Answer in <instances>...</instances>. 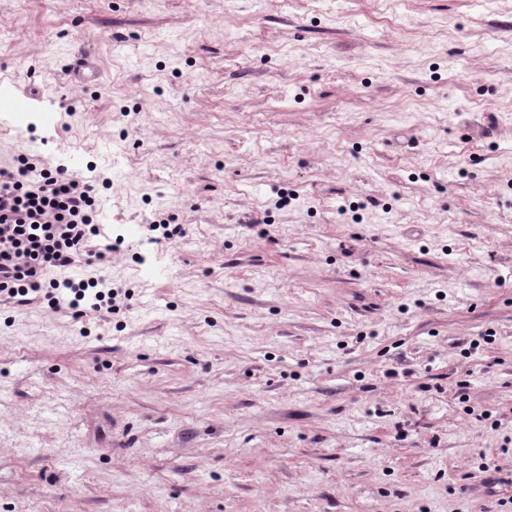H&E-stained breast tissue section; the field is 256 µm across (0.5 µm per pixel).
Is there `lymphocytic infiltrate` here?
Here are the masks:
<instances>
[{
  "label": "lymphocytic infiltrate",
  "mask_w": 512,
  "mask_h": 512,
  "mask_svg": "<svg viewBox=\"0 0 512 512\" xmlns=\"http://www.w3.org/2000/svg\"><path fill=\"white\" fill-rule=\"evenodd\" d=\"M102 234L90 184L19 155L0 169V300L25 305L42 292L55 309L77 308L86 289L69 272L105 258L92 244Z\"/></svg>",
  "instance_id": "obj_1"
}]
</instances>
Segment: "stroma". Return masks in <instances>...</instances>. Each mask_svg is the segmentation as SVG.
I'll return each mask as SVG.
<instances>
[{
	"instance_id": "stroma-1",
	"label": "stroma",
	"mask_w": 512,
	"mask_h": 512,
	"mask_svg": "<svg viewBox=\"0 0 512 512\" xmlns=\"http://www.w3.org/2000/svg\"><path fill=\"white\" fill-rule=\"evenodd\" d=\"M0 94L120 293L0 305V512H512V0H0Z\"/></svg>"
}]
</instances>
